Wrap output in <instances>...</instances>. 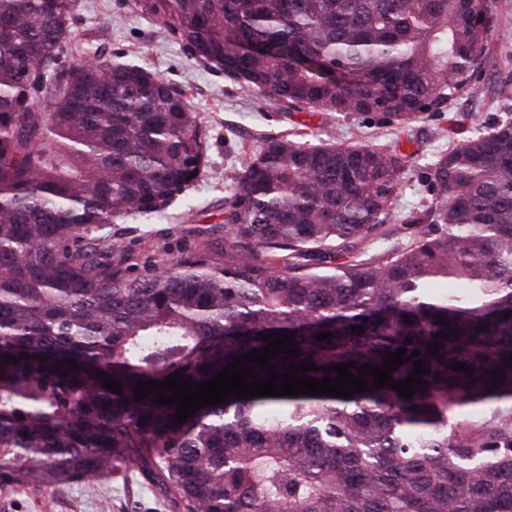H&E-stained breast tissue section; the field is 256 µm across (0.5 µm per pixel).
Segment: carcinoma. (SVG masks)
I'll list each match as a JSON object with an SVG mask.
<instances>
[{
  "instance_id": "carcinoma-1",
  "label": "carcinoma",
  "mask_w": 512,
  "mask_h": 512,
  "mask_svg": "<svg viewBox=\"0 0 512 512\" xmlns=\"http://www.w3.org/2000/svg\"><path fill=\"white\" fill-rule=\"evenodd\" d=\"M140 8L265 100L379 116L401 134L480 93L498 23L494 0ZM74 9L0 0V470L58 484L110 477L121 457L179 512H512V416L461 418L512 401V120L437 155L429 203L396 229L412 155L269 134L226 173L223 223L144 258L110 226L177 198L194 213L203 134L182 89L81 41ZM259 333L294 334L300 356L270 360L280 374L307 359L309 377L348 362L356 377L404 348L392 382L421 360L427 385L410 399L372 376L351 399L230 395L182 424L177 405L134 400L138 380L214 378L271 343ZM68 359L78 370L62 376Z\"/></svg>"
}]
</instances>
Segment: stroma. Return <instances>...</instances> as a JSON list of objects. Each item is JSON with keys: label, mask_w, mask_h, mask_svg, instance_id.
I'll list each match as a JSON object with an SVG mask.
<instances>
[{"label": "stroma", "mask_w": 512, "mask_h": 512, "mask_svg": "<svg viewBox=\"0 0 512 512\" xmlns=\"http://www.w3.org/2000/svg\"><path fill=\"white\" fill-rule=\"evenodd\" d=\"M75 29L82 40L106 47L113 62L137 64L186 91L190 110L205 133L206 152L200 176L187 189L197 211L185 218L179 205L170 206L152 221L118 220L124 228V245L143 251V234H150L179 255L195 240L193 228L222 223L224 202L233 187L225 171L238 164L244 153L255 150L268 134H307L309 142L337 141L346 145L368 144L399 147L413 155L395 209L403 218L427 204L424 187L426 162L463 142L476 130L505 118L512 119V66L496 61L482 75L492 96H462L445 111L412 123L407 134L377 117H331L311 108L291 109L255 99L245 88L230 83L223 71L189 57L165 26L141 11L135 0H76ZM0 512H177L165 500L147 473L128 462L115 463L112 478L93 472L70 482L44 486L17 472L0 483Z\"/></svg>", "instance_id": "35a3bbf8"}]
</instances>
